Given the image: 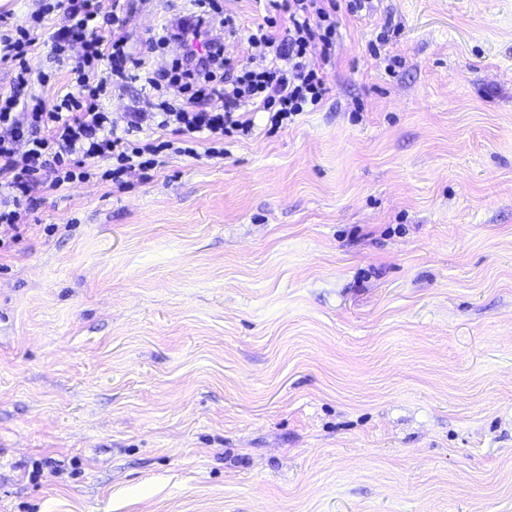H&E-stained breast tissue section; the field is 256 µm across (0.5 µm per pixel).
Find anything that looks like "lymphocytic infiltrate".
<instances>
[{"label": "lymphocytic infiltrate", "mask_w": 512, "mask_h": 512, "mask_svg": "<svg viewBox=\"0 0 512 512\" xmlns=\"http://www.w3.org/2000/svg\"><path fill=\"white\" fill-rule=\"evenodd\" d=\"M190 13L161 25L149 41L173 50L168 69L155 70L130 52L116 10L105 0H49L41 11L0 36V61L13 63L10 91L0 92V251L18 243L35 200L34 189L53 193L101 176L123 186L124 176L147 175L174 154L224 156V142L250 135L264 113L270 131L314 111L329 92L324 69L332 59L338 14H358L366 0H265L254 28L240 27L219 0H189ZM60 22L46 27L48 14ZM237 41L258 69L236 68L224 44ZM48 48L52 67L32 70L36 42ZM69 63L64 90L40 96L55 82L54 64ZM142 82V102L121 118L103 105L113 89ZM179 85L181 96L167 90ZM162 132L139 138L144 125Z\"/></svg>", "instance_id": "lymphocytic-infiltrate-1"}]
</instances>
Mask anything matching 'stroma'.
I'll return each instance as SVG.
<instances>
[{
  "mask_svg": "<svg viewBox=\"0 0 512 512\" xmlns=\"http://www.w3.org/2000/svg\"><path fill=\"white\" fill-rule=\"evenodd\" d=\"M182 5L124 0L155 66ZM327 82L38 201L0 254V512H512V0H370Z\"/></svg>",
  "mask_w": 512,
  "mask_h": 512,
  "instance_id": "obj_1",
  "label": "stroma"
}]
</instances>
